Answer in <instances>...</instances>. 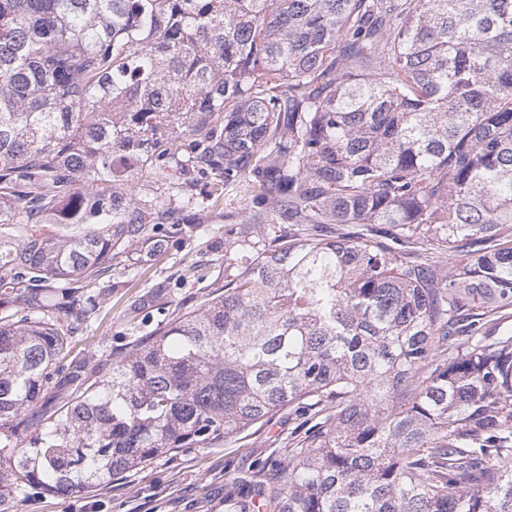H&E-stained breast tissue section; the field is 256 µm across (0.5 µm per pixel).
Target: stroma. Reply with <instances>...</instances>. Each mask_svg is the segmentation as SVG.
I'll use <instances>...</instances> for the list:
<instances>
[{"mask_svg":"<svg viewBox=\"0 0 512 512\" xmlns=\"http://www.w3.org/2000/svg\"><path fill=\"white\" fill-rule=\"evenodd\" d=\"M214 231L203 225L186 241L180 252L125 272L123 284L109 296L96 323L71 338L73 352L106 354L125 347L118 329L132 305L146 301L152 288L174 283V301L189 310L197 307L206 287L223 284L224 262L206 246ZM205 274L204 282L187 275L190 265ZM292 425L287 416L276 418L261 433L231 440L213 448H184L174 455L155 459L149 465L112 479L89 491L60 496L44 489H31L13 502L14 512H224V494L234 477L257 460L285 452Z\"/></svg>","mask_w":512,"mask_h":512,"instance_id":"obj_1","label":"stroma"}]
</instances>
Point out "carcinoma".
Instances as JSON below:
<instances>
[{
	"label": "carcinoma",
	"mask_w": 512,
	"mask_h": 512,
	"mask_svg": "<svg viewBox=\"0 0 512 512\" xmlns=\"http://www.w3.org/2000/svg\"><path fill=\"white\" fill-rule=\"evenodd\" d=\"M215 218L224 285L69 357ZM510 310L512 0H0V512L285 412L226 512H512Z\"/></svg>",
	"instance_id": "carcinoma-1"
}]
</instances>
